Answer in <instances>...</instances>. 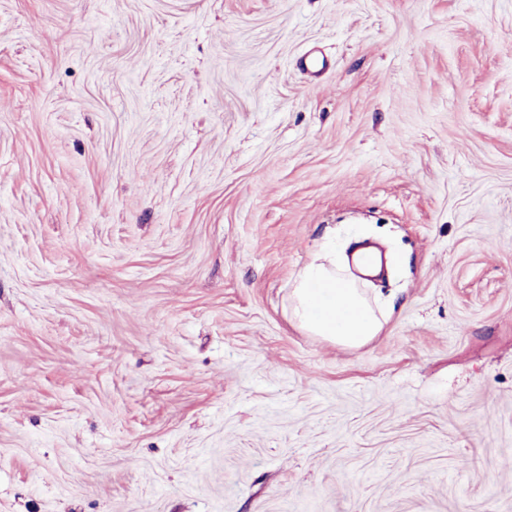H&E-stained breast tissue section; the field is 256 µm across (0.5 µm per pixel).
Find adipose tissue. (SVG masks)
Instances as JSON below:
<instances>
[{"label": "adipose tissue", "instance_id": "adipose-tissue-1", "mask_svg": "<svg viewBox=\"0 0 512 512\" xmlns=\"http://www.w3.org/2000/svg\"><path fill=\"white\" fill-rule=\"evenodd\" d=\"M367 285L348 257L316 255L293 280L289 318L307 335L344 348L364 346L380 335L389 314L388 302L371 295Z\"/></svg>", "mask_w": 512, "mask_h": 512}]
</instances>
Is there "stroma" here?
<instances>
[{"instance_id":"1","label":"stroma","mask_w":512,"mask_h":512,"mask_svg":"<svg viewBox=\"0 0 512 512\" xmlns=\"http://www.w3.org/2000/svg\"><path fill=\"white\" fill-rule=\"evenodd\" d=\"M365 241L384 330L305 335ZM510 457L512 0H0V512H512ZM370 281L351 272L349 258L316 255L288 291L290 320L304 333L344 348H358L380 335L389 303L373 296Z\"/></svg>"}]
</instances>
